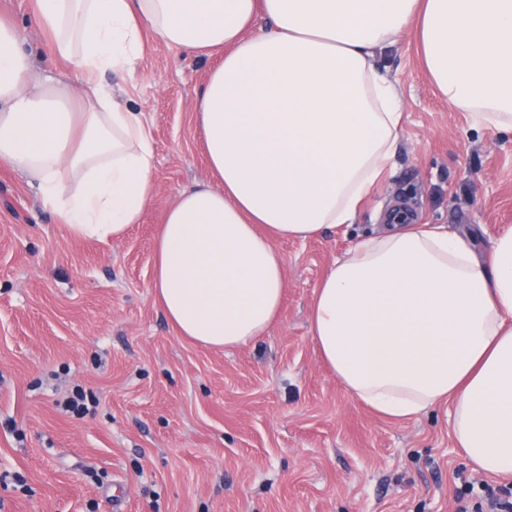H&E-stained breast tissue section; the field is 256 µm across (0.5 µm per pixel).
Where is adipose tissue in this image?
I'll use <instances>...</instances> for the list:
<instances>
[{"mask_svg":"<svg viewBox=\"0 0 512 512\" xmlns=\"http://www.w3.org/2000/svg\"><path fill=\"white\" fill-rule=\"evenodd\" d=\"M57 64L0 14V164L57 223L118 240L155 194L152 126L115 97L147 40L216 58L197 98L213 177L181 191L155 240L153 296L178 334L231 349L283 299L279 240L351 223L390 165L398 92L375 57L416 26L426 72L475 125L512 130V0H30ZM310 333L337 380L392 420L441 404L466 463L512 477V229L406 224L358 239L321 280Z\"/></svg>","mask_w":512,"mask_h":512,"instance_id":"1","label":"adipose tissue"}]
</instances>
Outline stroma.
Wrapping results in <instances>:
<instances>
[{"mask_svg": "<svg viewBox=\"0 0 512 512\" xmlns=\"http://www.w3.org/2000/svg\"><path fill=\"white\" fill-rule=\"evenodd\" d=\"M42 59L29 0H0ZM378 62L402 96L391 167L353 223L278 242L273 328L215 350L156 303L154 241L179 191L209 180L196 100L208 61L149 42L123 89L155 143V196L118 241L73 237L36 187L0 166V512H457L482 480L442 405L395 422L356 402L322 360L309 308L324 273L389 211L476 235L512 227V130L474 125L429 80L415 28ZM86 415L62 411L76 388Z\"/></svg>", "mask_w": 512, "mask_h": 512, "instance_id": "obj_1", "label": "stroma"}]
</instances>
